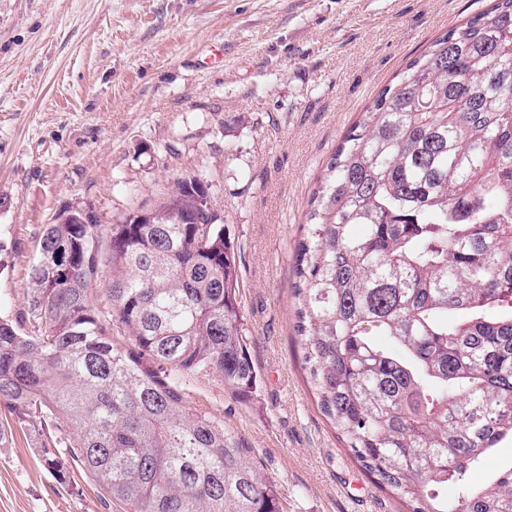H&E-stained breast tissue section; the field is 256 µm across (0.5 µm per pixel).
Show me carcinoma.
I'll return each instance as SVG.
<instances>
[{"instance_id":"cac0c4a2","label":"carcinoma","mask_w":512,"mask_h":512,"mask_svg":"<svg viewBox=\"0 0 512 512\" xmlns=\"http://www.w3.org/2000/svg\"><path fill=\"white\" fill-rule=\"evenodd\" d=\"M290 288L311 390L350 456L411 512H512V0L432 44L336 147ZM104 287L117 345L91 298ZM30 330L0 317V408L54 481L84 470L124 512H287L250 449L182 378L256 383L232 247L210 187L151 210L44 226ZM458 495L448 499V485ZM512 464V442L506 441L496 448L494 453L483 460L469 474V481L473 486H479L495 477L502 469Z\"/></svg>"}]
</instances>
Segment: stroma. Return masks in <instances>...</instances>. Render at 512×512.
Listing matches in <instances>:
<instances>
[{
    "label": "stroma",
    "instance_id": "35a3bbf8",
    "mask_svg": "<svg viewBox=\"0 0 512 512\" xmlns=\"http://www.w3.org/2000/svg\"><path fill=\"white\" fill-rule=\"evenodd\" d=\"M493 0H0V316L19 318L44 225L115 224L184 174L234 247L259 385L186 377L288 512H406L319 412L293 336L300 225L347 130L439 36ZM0 512H123L81 470L58 485L31 437L0 447Z\"/></svg>",
    "mask_w": 512,
    "mask_h": 512
}]
</instances>
